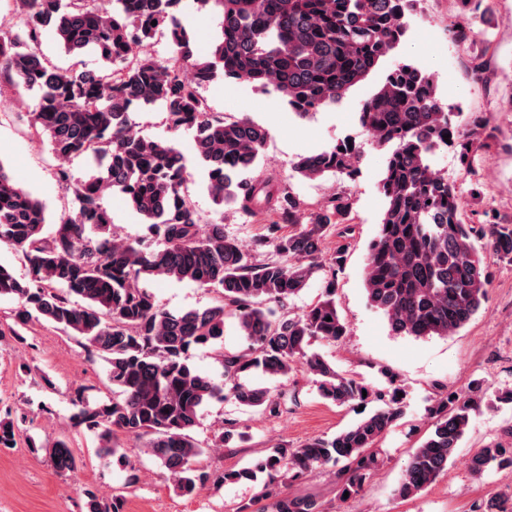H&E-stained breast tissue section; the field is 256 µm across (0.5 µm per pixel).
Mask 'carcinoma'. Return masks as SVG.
<instances>
[{"mask_svg":"<svg viewBox=\"0 0 512 512\" xmlns=\"http://www.w3.org/2000/svg\"><path fill=\"white\" fill-rule=\"evenodd\" d=\"M414 2L195 0L218 20V34L202 55L182 24V0H112L110 13L101 10L99 0H11L0 23V81L37 93L31 134L47 139L58 158L92 159L95 171L77 179L69 168H57L56 181L73 208L47 235L45 204L19 187L0 162V242L21 252L28 270L18 278L0 265V297L19 302L17 324L44 320L80 337L87 353L105 358L112 399L91 404L79 392L72 400L74 424L105 442L100 453L126 464L112 443L114 433L142 439L143 452L165 467L181 494L191 495L210 479L193 465L201 454L192 430L202 405L223 393L277 416L281 402L244 376L260 370L286 378L301 363L318 377L324 399L377 407L331 438L294 449L276 447L252 467L223 473L218 482L255 481L264 474L272 486L331 464L339 467L340 493L361 492L375 463L368 449L404 414L403 389L393 373H383L387 386L377 388L309 352L313 342H336L348 330L335 300L345 246L336 247L329 269L319 259L331 230L352 221L350 198L335 194L301 222L304 202L259 171L266 130L246 117L212 111L200 88L221 77L272 89L297 116L308 118L394 55ZM48 31L70 57L68 66L59 67L40 52ZM159 35L171 45L162 60L143 51ZM87 55L101 66L88 68ZM157 104L171 132H193L195 157L216 209L231 204L266 214L267 234L256 246L272 247L267 260L255 263L224 235V225L204 223L188 195L183 155L133 129L130 110ZM455 116L438 98L433 76L404 61L388 70L360 111L368 138L387 150L379 182L385 209L368 244L364 286L368 302L395 335L459 332L486 299L489 259L512 265V220L467 213L458 187L434 163L436 153L450 144L466 167L491 148L493 135L483 120H472L480 130L474 137L454 123ZM293 170L309 180L354 182L359 155L342 140L299 157ZM109 192L122 195L149 225L155 246L112 238ZM320 273L324 285L318 300L299 314L273 309L285 307ZM155 277L212 288L218 297L204 309L172 312L146 286ZM228 316L236 319L246 348L220 353L221 388L189 360L195 348L221 345ZM493 400L512 404V390L491 396L475 380L462 393L436 399L434 429L411 454L395 495L408 499L433 483L453 460L473 414ZM506 436L508 444L481 448L471 457L473 474L512 468V427ZM16 444L14 420L1 418L0 449ZM46 454L60 473L77 468L64 441ZM82 495L87 512H123L119 496L103 499L90 488ZM275 512H320V504L309 496H284ZM478 512H512V487L488 498Z\"/></svg>","mask_w":512,"mask_h":512,"instance_id":"obj_1","label":"carcinoma"}]
</instances>
